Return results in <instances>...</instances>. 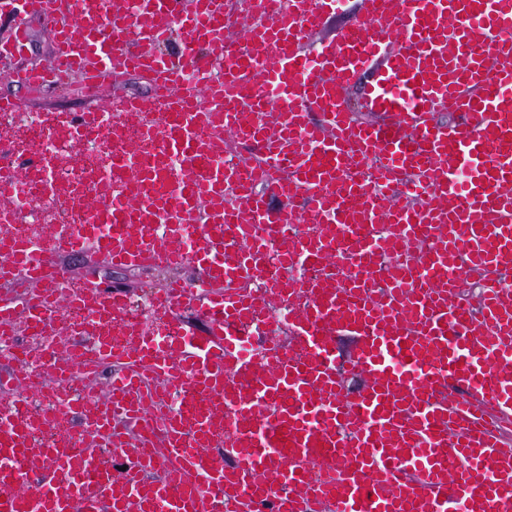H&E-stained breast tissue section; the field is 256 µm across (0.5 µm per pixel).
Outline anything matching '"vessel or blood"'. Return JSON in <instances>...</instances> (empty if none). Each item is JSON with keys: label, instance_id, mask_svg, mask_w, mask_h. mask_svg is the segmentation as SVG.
Masks as SVG:
<instances>
[{"label": "vessel or blood", "instance_id": "vessel-or-blood-1", "mask_svg": "<svg viewBox=\"0 0 512 512\" xmlns=\"http://www.w3.org/2000/svg\"><path fill=\"white\" fill-rule=\"evenodd\" d=\"M15 2L55 34L51 59L17 70L16 83L81 75L91 106L73 133L94 142L122 56L151 92L121 108L149 113L160 139L142 163L113 156L111 197L86 202L85 222L50 250L0 240V280L27 278L19 306H0V338L15 315L41 323L82 305L60 258L88 252L135 269L194 265L200 285L172 282L156 304L172 318L197 308L210 331L156 336L127 319V299L98 294L94 317L122 321L129 340L89 360L44 353L53 374L106 383L107 399L80 415L99 442L62 438L31 468L33 426L1 406L0 512H512V305L501 290L512 275V0H362L360 20L313 56L303 44L340 0L277 11L251 0L257 23L241 45L225 36L241 16L224 0H72L76 28L59 22L58 0ZM216 100L224 125L207 140ZM438 112L460 119L444 125ZM230 143L246 151L232 166ZM42 176L0 147V218ZM298 220L310 227L301 237L286 230ZM269 248L308 275L242 291ZM465 269L483 283L475 307ZM219 284L201 299L200 286ZM299 293L307 300L292 308ZM281 308L289 347L266 321ZM340 334L356 341L343 363ZM452 383L465 390L450 399ZM172 386L191 390L182 410L164 403ZM132 439L124 469L100 461V447L118 453Z\"/></svg>", "mask_w": 512, "mask_h": 512}]
</instances>
